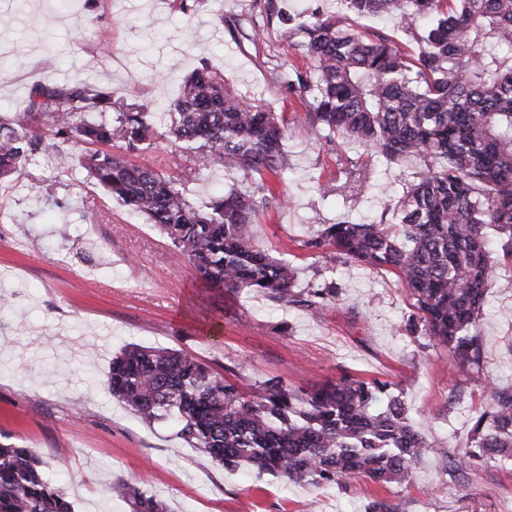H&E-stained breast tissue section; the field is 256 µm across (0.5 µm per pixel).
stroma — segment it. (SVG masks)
<instances>
[{
    "mask_svg": "<svg viewBox=\"0 0 512 512\" xmlns=\"http://www.w3.org/2000/svg\"><path fill=\"white\" fill-rule=\"evenodd\" d=\"M0 0V117L23 107L36 84L80 78L150 112L176 98L185 78L209 67L274 112L286 134V206L261 210L255 241L297 267L304 290L334 283L320 316L263 297L206 288L190 263L146 218L111 203L76 167L62 174L53 152L0 181V441L34 449L75 512H129L112 498L120 478L170 512H367L376 499L405 512H512V465L485 464L457 477L421 461L411 485L366 477L317 489L248 468L227 470L148 426L106 389L112 356L128 345L164 347L243 386L280 377L294 386L345 374L393 383L414 426L455 455L470 441L483 386L512 385V293L491 289L476 332L481 382L448 347L409 335L412 300L400 279L365 265L327 269L300 241L322 224L392 220L418 160H369L364 147L299 123L312 99L283 75L304 63L288 38L299 12L347 14L346 0ZM368 175L369 194L337 184ZM256 177L215 165L184 186L194 203Z\"/></svg>",
    "mask_w": 512,
    "mask_h": 512,
    "instance_id": "stroma-1",
    "label": "stroma"
}]
</instances>
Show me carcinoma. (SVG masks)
I'll return each instance as SVG.
<instances>
[{
    "mask_svg": "<svg viewBox=\"0 0 512 512\" xmlns=\"http://www.w3.org/2000/svg\"><path fill=\"white\" fill-rule=\"evenodd\" d=\"M346 2L355 16L389 14L412 34L424 27L418 52L406 54L342 17L298 20L289 37L313 62L295 73L312 96L304 123L360 142L387 163L418 159L423 168L404 185L394 223L323 224L301 247L327 263L393 271L413 299L406 330L447 346L460 368L477 370L483 350L474 329L486 294L493 286L512 291L511 275L494 278L495 268L512 266V0ZM166 111L171 123L160 132L152 113L116 101L108 88L36 84L20 112L0 118V179L50 148L65 173L72 156L61 145L89 144L80 166L111 201L158 226L206 287L323 313L334 288H295V267L254 241L258 212L278 200L268 177L288 169L274 113L245 101L208 68L185 79ZM40 125L56 142H45ZM158 139L188 161L181 178L127 159ZM213 164L257 175L260 184L231 188L199 208L182 185ZM233 375L231 367L220 374L177 350L132 345L112 357L107 388L143 423L171 424L218 465L317 488L362 476L408 485L419 460L441 454L385 382L343 375L293 387L272 378L248 393ZM487 398L471 444L453 461L443 458L457 473L479 460L512 463V386L490 384ZM109 491L131 512H168L163 501L122 480ZM0 512L74 507L34 450L3 443Z\"/></svg>",
    "mask_w": 512,
    "mask_h": 512,
    "instance_id": "1",
    "label": "carcinoma"
}]
</instances>
